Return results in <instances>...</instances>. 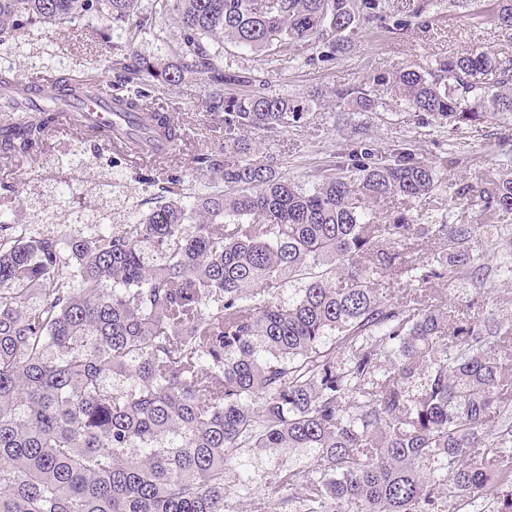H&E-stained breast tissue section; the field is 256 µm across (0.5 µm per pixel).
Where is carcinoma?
Wrapping results in <instances>:
<instances>
[{"label":"carcinoma","instance_id":"cac0c4a2","mask_svg":"<svg viewBox=\"0 0 512 512\" xmlns=\"http://www.w3.org/2000/svg\"><path fill=\"white\" fill-rule=\"evenodd\" d=\"M105 3L134 33L136 0H0V42ZM174 15L179 66L112 61L115 83L165 88L206 77V111L230 152L192 158L224 190L186 202L173 168L136 180L164 196L142 222L82 236L36 237L0 223V512H232L227 466L245 451L311 448L314 466L273 475L253 512H463L486 499L512 512V324L435 304L427 284H484L494 224L383 220L376 206L437 188L435 166L408 147L364 162L356 148L307 189L237 132L271 135L305 107L266 91L258 72L226 69L209 39L253 52L313 45L331 61L347 34L381 18L380 0H157ZM490 20L512 30V0ZM0 73V155L28 159L55 126L58 84L29 110ZM410 107L456 123L512 116V59L481 48L392 77ZM358 112L378 97L336 92ZM153 136L181 152V126L155 98ZM478 198L512 211V174ZM443 240L425 261L407 241ZM159 255L149 263L147 250ZM301 281L294 297L275 295ZM415 281L417 288L380 287ZM124 379L118 392L112 381Z\"/></svg>","mask_w":512,"mask_h":512}]
</instances>
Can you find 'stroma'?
Here are the masks:
<instances>
[{"mask_svg":"<svg viewBox=\"0 0 512 512\" xmlns=\"http://www.w3.org/2000/svg\"><path fill=\"white\" fill-rule=\"evenodd\" d=\"M382 4L388 15L400 18V25L374 22L355 29L345 52L330 62L319 61L315 48L299 43L282 46L271 55L214 44L219 62L264 73L268 91L291 98L320 97L286 131L270 136L251 130L248 138L261 152L278 159L282 173L306 188L319 183L334 156L350 145L362 144L375 155L408 146L417 157L435 163L439 185L429 198L412 205L386 202L379 208L381 216L404 212L416 218L430 216L440 224H496L512 232V213H491L483 204H471L459 195L466 185L483 188L506 155L512 154V120L489 112L478 123L455 124L413 111L391 89L383 93L375 112H354L333 101L334 90L371 89L378 78L426 65L440 55L480 47L510 57L512 30L488 20L492 0H382ZM418 10L428 19V27L412 21ZM155 11L156 0H138L139 16L155 17L156 23L133 36L117 27L107 28L102 11L96 9L61 25L32 26L0 46V68L32 81L89 73L114 89L109 62L115 54L177 64L170 48L179 40L180 29L173 19L156 18ZM209 91L203 76L191 73L165 90L169 111L185 136L184 150L174 166L183 172L185 188L196 194L209 191L213 182L194 170L193 154L221 148L204 108ZM134 169V162L112 145L93 148L72 129L57 126L33 159L18 165L0 162V178L13 179L20 186L19 197H0V214L10 223L26 225L36 236L90 235L138 223L157 190L135 182ZM313 463L314 452L308 448L243 454L225 474L236 512H250L253 501L270 492L269 480L278 469Z\"/></svg>","mask_w":512,"mask_h":512,"instance_id":"1","label":"stroma"}]
</instances>
